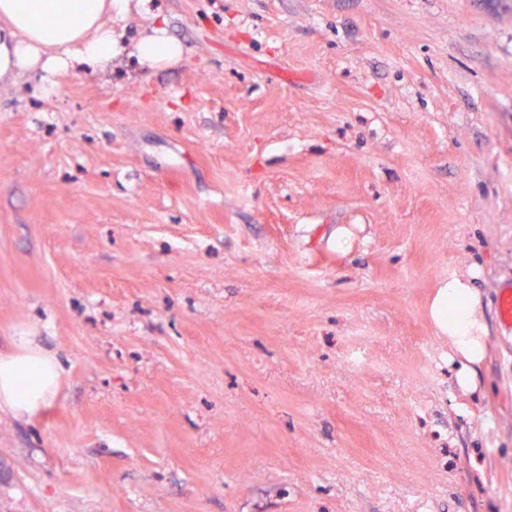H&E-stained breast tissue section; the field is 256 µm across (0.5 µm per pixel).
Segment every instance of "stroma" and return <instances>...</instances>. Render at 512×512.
<instances>
[{"label": "stroma", "instance_id": "obj_1", "mask_svg": "<svg viewBox=\"0 0 512 512\" xmlns=\"http://www.w3.org/2000/svg\"><path fill=\"white\" fill-rule=\"evenodd\" d=\"M150 9L178 63L0 83V342L65 366L0 512H512V0ZM473 270L466 274L453 275L440 285L430 307L431 317L440 335L448 341L467 363L459 374V383L464 388L473 384V371L469 363L482 359L486 347L488 328L479 314L478 294L472 286Z\"/></svg>", "mask_w": 512, "mask_h": 512}]
</instances>
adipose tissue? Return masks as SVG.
I'll return each instance as SVG.
<instances>
[{"label": "adipose tissue", "instance_id": "adipose-tissue-1", "mask_svg": "<svg viewBox=\"0 0 512 512\" xmlns=\"http://www.w3.org/2000/svg\"><path fill=\"white\" fill-rule=\"evenodd\" d=\"M148 2L0 0V80L38 71L50 88L74 64L104 69L125 53L152 69L177 63L182 47L163 24H155L129 43L110 23L112 17L146 11ZM472 279L469 273L449 277L430 307L439 334L467 363L459 374L465 388L473 384L471 365L481 360L488 336ZM63 374L57 354L35 337H9L0 348V410L17 417L37 416L58 397Z\"/></svg>", "mask_w": 512, "mask_h": 512}]
</instances>
